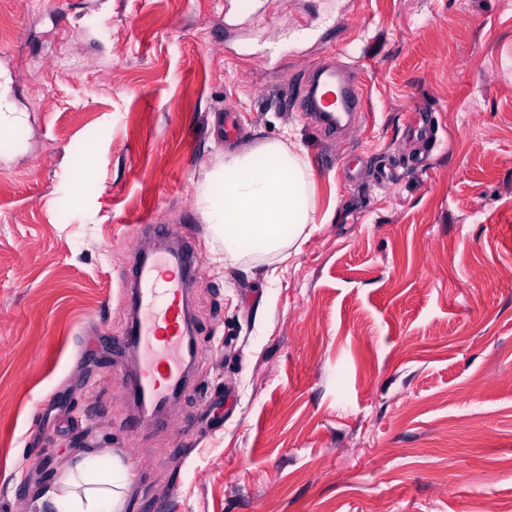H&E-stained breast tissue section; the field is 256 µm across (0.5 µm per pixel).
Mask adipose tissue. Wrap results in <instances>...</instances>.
I'll return each instance as SVG.
<instances>
[{
	"mask_svg": "<svg viewBox=\"0 0 512 512\" xmlns=\"http://www.w3.org/2000/svg\"><path fill=\"white\" fill-rule=\"evenodd\" d=\"M314 191L301 154L278 140L225 153L195 200L230 260L254 254L284 263L299 252L306 228L315 221ZM97 468L96 457L76 453L61 478L37 489V505L51 512H125L129 482L122 462L113 460L100 478Z\"/></svg>",
	"mask_w": 512,
	"mask_h": 512,
	"instance_id": "1",
	"label": "adipose tissue"
}]
</instances>
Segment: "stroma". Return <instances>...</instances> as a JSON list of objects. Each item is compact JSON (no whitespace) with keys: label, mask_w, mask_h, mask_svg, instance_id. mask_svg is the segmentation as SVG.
Instances as JSON below:
<instances>
[{"label":"stroma","mask_w":512,"mask_h":512,"mask_svg":"<svg viewBox=\"0 0 512 512\" xmlns=\"http://www.w3.org/2000/svg\"><path fill=\"white\" fill-rule=\"evenodd\" d=\"M253 2L0 0L7 512L80 449L127 465L125 512L512 502V0ZM63 35L67 73H29ZM325 64L368 87L333 140L294 107ZM286 134L317 222L287 266L228 260L195 193ZM147 215L202 260L197 353L167 428L128 433L121 286Z\"/></svg>","instance_id":"35a3bbf8"}]
</instances>
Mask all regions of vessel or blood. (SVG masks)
<instances>
[{"mask_svg": "<svg viewBox=\"0 0 512 512\" xmlns=\"http://www.w3.org/2000/svg\"><path fill=\"white\" fill-rule=\"evenodd\" d=\"M366 104V85L357 71L323 68L305 90L300 109L331 137L342 131L344 123L356 121ZM140 231L155 239L156 248L146 259L137 260L124 282L123 299L132 316L122 338L132 359L126 376L130 428L157 421L187 381L188 326L180 278L199 263L189 248L170 249L163 225L144 224Z\"/></svg>", "mask_w": 512, "mask_h": 512, "instance_id": "obj_1", "label": "vessel or blood"}]
</instances>
